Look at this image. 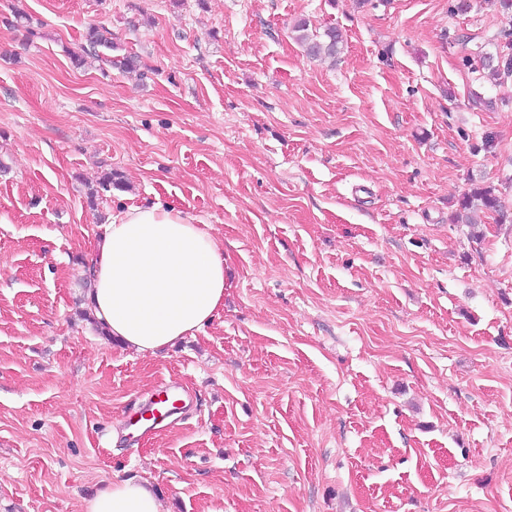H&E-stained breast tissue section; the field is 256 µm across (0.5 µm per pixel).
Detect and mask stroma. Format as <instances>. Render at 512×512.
I'll use <instances>...</instances> for the list:
<instances>
[{
  "label": "stroma",
  "mask_w": 512,
  "mask_h": 512,
  "mask_svg": "<svg viewBox=\"0 0 512 512\" xmlns=\"http://www.w3.org/2000/svg\"><path fill=\"white\" fill-rule=\"evenodd\" d=\"M451 4L0 0V512L118 477L166 512H512V223L451 221L476 185L512 214V75L477 62L512 17ZM98 23L139 71L72 65ZM155 198L225 288L150 355L92 322L85 268L101 216ZM162 386L188 404L131 432ZM294 39L301 44L306 55L312 59L336 58L344 49V40L334 27L324 30L323 34L309 31L306 19L298 20L293 28Z\"/></svg>",
  "instance_id": "35a3bbf8"
}]
</instances>
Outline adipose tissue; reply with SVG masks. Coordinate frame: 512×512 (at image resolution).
I'll return each instance as SVG.
<instances>
[{
  "label": "adipose tissue",
  "mask_w": 512,
  "mask_h": 512,
  "mask_svg": "<svg viewBox=\"0 0 512 512\" xmlns=\"http://www.w3.org/2000/svg\"><path fill=\"white\" fill-rule=\"evenodd\" d=\"M88 305L126 347L153 353L194 335L224 305V252L206 225L159 201L133 204L103 226L88 260ZM84 512H163L148 482H112Z\"/></svg>",
  "instance_id": "adipose-tissue-1"
}]
</instances>
